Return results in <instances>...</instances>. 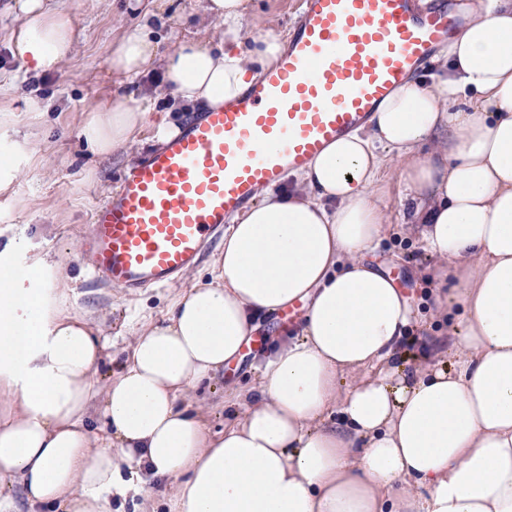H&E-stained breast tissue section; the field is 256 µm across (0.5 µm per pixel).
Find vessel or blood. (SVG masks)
Segmentation results:
<instances>
[{"label": "vessel or blood", "instance_id": "1", "mask_svg": "<svg viewBox=\"0 0 512 512\" xmlns=\"http://www.w3.org/2000/svg\"><path fill=\"white\" fill-rule=\"evenodd\" d=\"M412 3L301 0L277 64L198 113L94 207L80 241L90 280L129 297L177 284L260 189L364 129L450 38L445 5Z\"/></svg>", "mask_w": 512, "mask_h": 512}]
</instances>
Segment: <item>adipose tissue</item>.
I'll list each match as a JSON object with an SVG mask.
<instances>
[{
	"mask_svg": "<svg viewBox=\"0 0 512 512\" xmlns=\"http://www.w3.org/2000/svg\"><path fill=\"white\" fill-rule=\"evenodd\" d=\"M466 22L435 60L360 132L332 142L292 185L264 189L224 233L211 280L135 332L128 362L96 389L106 344L63 305L61 263L22 274L0 250V512L19 480L29 512H112L113 496L172 485L168 512H512V0H461ZM31 70L73 54L70 16L45 0H6ZM220 48L184 40L158 52L146 27L123 31L108 65L160 70L185 106L238 98L283 50L245 40L246 0H204ZM465 102L463 110L450 104ZM144 113L119 99L82 128L99 156L128 143ZM402 163L407 225L454 276L462 308L450 362L396 367L411 299L365 259L384 231L372 196L383 163ZM307 305L292 338L239 392V421L211 437L180 396L236 359L258 315ZM377 368L342 386L344 375ZM103 430H96L95 420ZM129 465L122 475L117 460Z\"/></svg>",
	"mask_w": 512,
	"mask_h": 512,
	"instance_id": "ef3b65f1",
	"label": "adipose tissue"
}]
</instances>
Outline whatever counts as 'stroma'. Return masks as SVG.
<instances>
[{"label": "stroma", "instance_id": "35a3bbf8", "mask_svg": "<svg viewBox=\"0 0 512 512\" xmlns=\"http://www.w3.org/2000/svg\"><path fill=\"white\" fill-rule=\"evenodd\" d=\"M61 6L75 20L78 42L72 59L53 73L32 72L12 53L7 34L18 20L0 15V135L17 140L32 129L42 140L41 152L24 160V175L0 191V245L15 240L22 256L30 260L45 253L60 255L68 283L66 309L99 329L108 343L109 358L100 366V380L105 383L125 363L133 329L162 320L174 299L207 281L211 263L203 258L180 285L148 288L131 299L88 279V263L78 251L80 235L95 204L130 170L128 152L148 154L156 147L154 137L161 124L182 126L191 118L176 109L171 93L150 77L112 78L106 64L112 42L123 30L145 24L164 51L186 38L219 42L223 28L204 18L202 0H61ZM298 7L299 0H252L254 18L244 27L243 37L286 39ZM128 96L135 97L145 112L132 144L107 156L91 154L80 135L88 109H102L111 100ZM380 153L385 163L373 192L385 212L387 230L367 257L397 278L412 299L415 320L396 356L398 364L409 370L421 352L445 349L451 341L453 324L436 316L435 299L456 282L434 277L437 258L406 226L410 204L404 198L400 161L395 150L384 147ZM302 316L298 310L287 319L258 320L262 347L190 389L182 404L201 407L211 433L223 431L242 414L236 391L257 381L263 353L285 341Z\"/></svg>", "mask_w": 512, "mask_h": 512}]
</instances>
